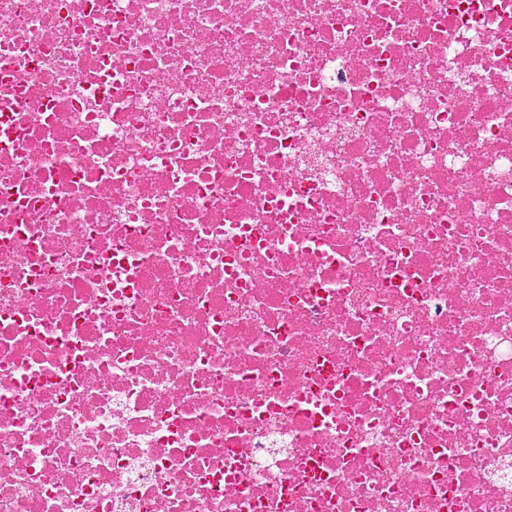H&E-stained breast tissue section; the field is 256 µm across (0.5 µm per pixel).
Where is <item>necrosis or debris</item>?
I'll use <instances>...</instances> for the list:
<instances>
[{
  "label": "necrosis or debris",
  "instance_id": "obj_1",
  "mask_svg": "<svg viewBox=\"0 0 512 512\" xmlns=\"http://www.w3.org/2000/svg\"><path fill=\"white\" fill-rule=\"evenodd\" d=\"M0 512H512V0H0Z\"/></svg>",
  "mask_w": 512,
  "mask_h": 512
}]
</instances>
